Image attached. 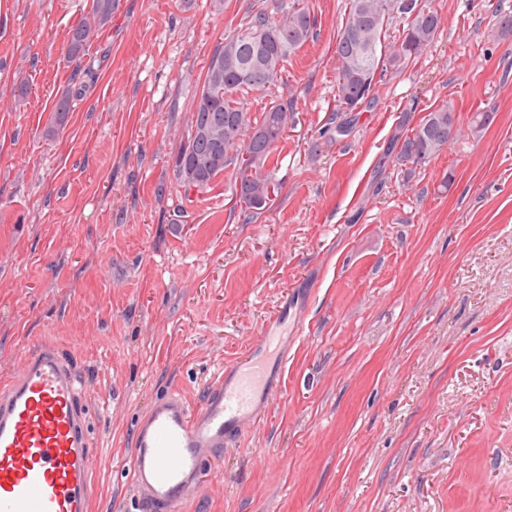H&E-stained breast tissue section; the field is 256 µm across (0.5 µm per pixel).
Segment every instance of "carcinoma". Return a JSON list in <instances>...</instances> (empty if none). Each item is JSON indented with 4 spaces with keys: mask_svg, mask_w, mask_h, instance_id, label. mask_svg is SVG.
Returning a JSON list of instances; mask_svg holds the SVG:
<instances>
[{
    "mask_svg": "<svg viewBox=\"0 0 512 512\" xmlns=\"http://www.w3.org/2000/svg\"><path fill=\"white\" fill-rule=\"evenodd\" d=\"M118 0H91L90 17L72 26L65 53L78 63L101 27L112 18ZM405 19L399 38L389 33L392 20ZM441 27L428 0H346L343 23L334 46L336 113L334 124L319 131L311 149L339 141L353 129L352 112L371 106L375 85L402 71L435 42ZM317 34V18L304 0L281 6L275 18L265 10L224 35L215 49L199 91L186 141L175 159V176L185 194H201L229 166L236 170L233 196L241 208L255 214L269 209L280 185L269 161L288 126L293 106L274 101L256 116L243 110L240 96L283 79L289 58ZM71 111V97L55 104L46 133L55 134ZM458 134L454 106L448 102L425 113L399 143L390 146L401 166L421 165L436 158Z\"/></svg>",
    "mask_w": 512,
    "mask_h": 512,
    "instance_id": "carcinoma-1",
    "label": "carcinoma"
}]
</instances>
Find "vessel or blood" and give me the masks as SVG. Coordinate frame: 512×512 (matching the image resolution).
<instances>
[{"mask_svg": "<svg viewBox=\"0 0 512 512\" xmlns=\"http://www.w3.org/2000/svg\"><path fill=\"white\" fill-rule=\"evenodd\" d=\"M287 360L283 337L266 330L200 407L174 391L155 399L135 432L130 475L140 512H183L209 467L256 420ZM94 465L76 368L41 347L0 386V512H90Z\"/></svg>", "mask_w": 512, "mask_h": 512, "instance_id": "obj_1", "label": "vessel or blood"}]
</instances>
